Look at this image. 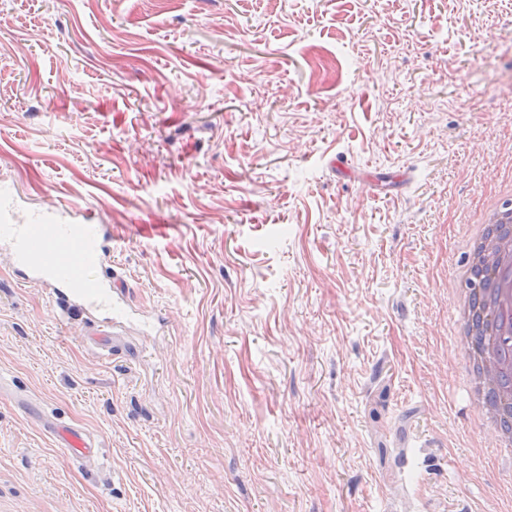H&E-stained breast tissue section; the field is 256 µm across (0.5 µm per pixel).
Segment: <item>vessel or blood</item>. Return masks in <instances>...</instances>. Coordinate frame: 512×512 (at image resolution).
<instances>
[{
    "instance_id": "b4317fda",
    "label": "vessel or blood",
    "mask_w": 512,
    "mask_h": 512,
    "mask_svg": "<svg viewBox=\"0 0 512 512\" xmlns=\"http://www.w3.org/2000/svg\"><path fill=\"white\" fill-rule=\"evenodd\" d=\"M0 245L14 252L22 277H33L49 288L62 323L82 324L93 347L111 352L112 338L123 326V311L115 302L119 286L107 262L112 250L107 225L63 223L38 213L19 220L11 206L1 203ZM49 429L77 457L96 450L81 429L58 423Z\"/></svg>"
}]
</instances>
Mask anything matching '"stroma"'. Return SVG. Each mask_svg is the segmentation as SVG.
Listing matches in <instances>:
<instances>
[{
    "instance_id": "1",
    "label": "stroma",
    "mask_w": 512,
    "mask_h": 512,
    "mask_svg": "<svg viewBox=\"0 0 512 512\" xmlns=\"http://www.w3.org/2000/svg\"><path fill=\"white\" fill-rule=\"evenodd\" d=\"M511 171L512 0H0V191L134 310L104 358L0 250V512H512L451 340ZM47 427L62 448L69 449L79 458H85L96 450V444L79 428L58 423H48Z\"/></svg>"
}]
</instances>
